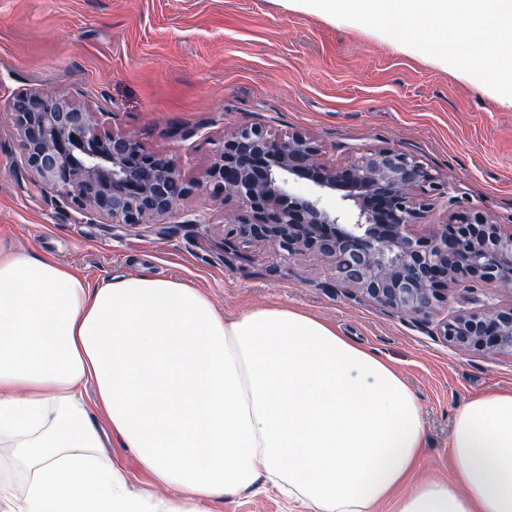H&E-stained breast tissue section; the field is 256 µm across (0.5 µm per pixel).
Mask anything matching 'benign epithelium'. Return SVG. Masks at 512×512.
<instances>
[{
  "instance_id": "obj_1",
  "label": "benign epithelium",
  "mask_w": 512,
  "mask_h": 512,
  "mask_svg": "<svg viewBox=\"0 0 512 512\" xmlns=\"http://www.w3.org/2000/svg\"><path fill=\"white\" fill-rule=\"evenodd\" d=\"M13 110L26 169L79 210L111 224L140 225L170 215L193 192L235 198L241 213L224 225V246L270 245L286 260L317 256L357 296L427 322L457 283L512 286V225L473 209L413 237L448 183L418 156L396 147L361 149L327 163L312 136L243 123L216 144L206 179L189 183L166 158L130 134L103 135L93 113L48 94H24ZM297 179L308 196L292 193ZM335 195L340 203H324ZM455 348L512 357V304L484 303L443 321Z\"/></svg>"
}]
</instances>
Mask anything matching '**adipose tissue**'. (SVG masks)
Instances as JSON below:
<instances>
[{
	"mask_svg": "<svg viewBox=\"0 0 512 512\" xmlns=\"http://www.w3.org/2000/svg\"><path fill=\"white\" fill-rule=\"evenodd\" d=\"M424 446L400 373L332 323L227 318L147 275L94 288L0 244V512H212L250 488L299 512H512V389L456 411L448 479L410 483ZM110 451L112 452V460L121 464L126 469L134 483L143 485L149 481V476L139 468L134 455L129 449L117 448L112 445Z\"/></svg>",
	"mask_w": 512,
	"mask_h": 512,
	"instance_id": "obj_1",
	"label": "adipose tissue"
}]
</instances>
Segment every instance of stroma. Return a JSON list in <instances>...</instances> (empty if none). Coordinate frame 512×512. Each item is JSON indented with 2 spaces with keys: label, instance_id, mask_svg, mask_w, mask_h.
I'll list each match as a JSON object with an SVG mask.
<instances>
[{
  "label": "stroma",
  "instance_id": "stroma-1",
  "mask_svg": "<svg viewBox=\"0 0 512 512\" xmlns=\"http://www.w3.org/2000/svg\"><path fill=\"white\" fill-rule=\"evenodd\" d=\"M48 93L94 112L203 180L214 143L241 123L310 134L325 161L394 146L448 183L417 234L476 209L512 225V107L468 73L380 32L286 0H0V242L52 258L91 285L132 274L178 279L235 316L303 310L392 364L419 404L426 446L413 481L448 476L456 410L512 389V358L463 352L435 325L352 296L316 256L225 252L234 199L206 193L149 223L109 224L66 204L23 164L11 104Z\"/></svg>",
  "mask_w": 512,
  "mask_h": 512
}]
</instances>
